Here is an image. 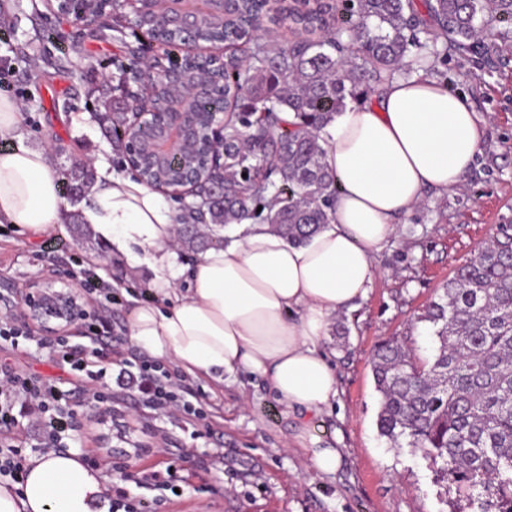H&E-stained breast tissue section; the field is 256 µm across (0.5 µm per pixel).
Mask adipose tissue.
<instances>
[{
    "mask_svg": "<svg viewBox=\"0 0 512 512\" xmlns=\"http://www.w3.org/2000/svg\"><path fill=\"white\" fill-rule=\"evenodd\" d=\"M20 107L0 95V223L41 233L60 223L64 200L46 152L17 144ZM338 179L330 220L309 240L287 241L266 224H243L221 248L195 255L177 288L179 215L133 174L95 162L85 221L152 275L156 302L135 304L131 340L185 374L223 382L242 370L262 378L303 420L335 403L336 371L324 351L337 314L365 296L378 256L427 191L464 187L482 140L467 99L429 80L396 79L375 103L347 108L324 132ZM24 483L0 481V512H95L107 487L77 453L28 459Z\"/></svg>",
    "mask_w": 512,
    "mask_h": 512,
    "instance_id": "1",
    "label": "adipose tissue"
}]
</instances>
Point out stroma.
Here are the masks:
<instances>
[{"label":"stroma","mask_w":512,"mask_h":512,"mask_svg":"<svg viewBox=\"0 0 512 512\" xmlns=\"http://www.w3.org/2000/svg\"><path fill=\"white\" fill-rule=\"evenodd\" d=\"M7 22H0V94L20 104L22 144L44 148L53 170L85 159L105 157L120 172L127 162L105 138L92 107L90 90L111 79L118 63L128 62L139 45L130 29L94 28L51 11L43 0H0ZM499 35L481 56L449 53L437 61L434 82L468 98L483 121L481 151L463 191L427 193L401 224L400 235L381 252L380 274L366 297L341 312L345 334H331L325 350L335 365L340 393L315 422L321 447L339 449L342 464L333 474L308 468L295 437L297 414L288 412L262 380L239 371L223 382L188 379L189 400L201 407L202 421L175 420L145 406L136 391L113 385L112 407L80 419L71 451H90L102 462L106 485H119L147 501L158 492L133 481L138 472L163 470L171 462L188 474V484L168 495L158 512H446L445 497L425 461L403 448H389L378 434L380 395L370 361L389 338L416 356L431 354L425 306L436 299L453 270L475 249L512 225V21L498 23ZM81 42L94 69L72 52ZM149 55L162 45L141 43ZM81 206L66 199L64 217L35 236L0 223V316L24 324L20 302L25 285L47 270L74 282L92 269L121 296L112 308L113 346L130 361L144 352L128 336L127 311L154 301L148 271L132 273L96 236H73L70 222ZM0 360L19 370L62 384L75 382L69 367L57 365L35 342L19 340ZM223 449L224 460L208 466L201 457Z\"/></svg>","instance_id":"35a3bbf8"}]
</instances>
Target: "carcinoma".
Wrapping results in <instances>:
<instances>
[{
    "label": "carcinoma",
    "mask_w": 512,
    "mask_h": 512,
    "mask_svg": "<svg viewBox=\"0 0 512 512\" xmlns=\"http://www.w3.org/2000/svg\"><path fill=\"white\" fill-rule=\"evenodd\" d=\"M198 17L196 43L224 45L211 78H227L224 100H194L199 121L224 113V182L199 185L185 205L183 250L224 245L228 224L259 221L293 243L329 223L337 178L326 162L322 130L350 104L396 77L459 54L480 55L494 23L512 20V0H238L220 16L212 0H187ZM269 20L291 37L270 46L245 43L243 22ZM112 84L97 88V118L125 149L123 132L146 98L136 63L117 66ZM170 89L150 100L157 108ZM290 112L287 123L281 113ZM80 200L95 182L81 164L61 172ZM431 325L432 354L411 356L397 339L375 350L371 369L380 394L379 436L390 447L421 455L459 503L480 512H512V235L479 247L419 317Z\"/></svg>",
    "instance_id": "obj_1"
}]
</instances>
